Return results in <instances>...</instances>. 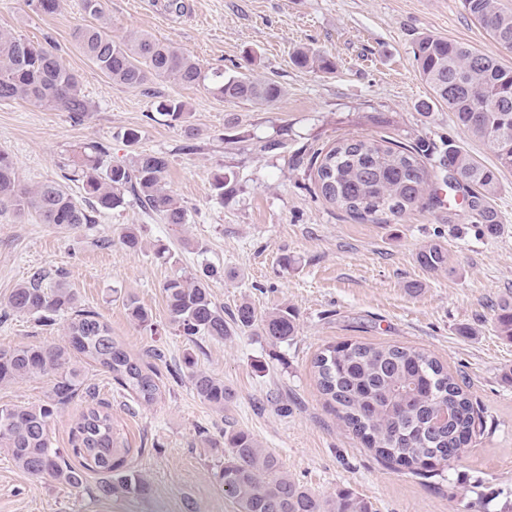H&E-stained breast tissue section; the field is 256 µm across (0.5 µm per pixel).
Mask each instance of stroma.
<instances>
[{
  "mask_svg": "<svg viewBox=\"0 0 512 512\" xmlns=\"http://www.w3.org/2000/svg\"><path fill=\"white\" fill-rule=\"evenodd\" d=\"M164 4L106 0L113 39L149 34L204 69L274 81L280 99L261 106L224 101L204 85L158 81L146 92L115 84L76 46V28L89 22L80 0H60L43 16L24 0H0V32L54 47L91 106L76 124L45 104L0 103V149L22 183L62 181L78 198L80 183L63 179L75 149L104 144L114 163L160 152L169 158L165 187L188 213L187 224L175 227L129 197L96 223L70 229L0 206V346L62 340L66 316L4 313L13 289L41 269L45 287L70 288L134 354L163 355L162 397L150 406L133 402L99 367L86 368L133 467L151 481L149 498L71 490L23 472L0 450V512H187L190 502L196 512H236L216 478L224 451L209 445L226 430L250 433L289 476L322 496L348 489L374 512H512V342L498 335L494 316L512 304V169L502 171L490 200L499 224L488 231L474 223L469 191L444 153L453 143L488 166L496 157L446 107L420 111L430 89L413 44L439 35L508 66L512 49L472 20L461 0H185L181 13ZM301 49L329 58L332 70L295 65ZM167 97L185 102L193 138L157 113ZM346 138L425 144L423 198L404 213L365 220L325 201L310 159ZM222 174L234 182L219 200L212 184ZM127 227L139 229V250L121 245ZM434 243L448 254L438 272L417 260ZM162 247L169 258L158 256ZM205 264L219 271L210 282L218 306L230 311L245 301L261 315L288 308L295 336L274 343L256 328L221 340L176 335L163 286ZM129 296L151 313V327L129 318ZM346 340L412 346L439 359L485 412L477 445L421 474L376 459L345 431L314 377L323 345ZM188 353L232 390L223 409L197 397L183 366Z\"/></svg>",
  "mask_w": 512,
  "mask_h": 512,
  "instance_id": "1",
  "label": "stroma"
}]
</instances>
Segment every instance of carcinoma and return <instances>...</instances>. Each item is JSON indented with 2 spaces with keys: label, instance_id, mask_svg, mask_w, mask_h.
Returning <instances> with one entry per match:
<instances>
[{
  "label": "carcinoma",
  "instance_id": "cac0c4a2",
  "mask_svg": "<svg viewBox=\"0 0 512 512\" xmlns=\"http://www.w3.org/2000/svg\"><path fill=\"white\" fill-rule=\"evenodd\" d=\"M25 5L37 16L48 15L57 10L58 0H25ZM463 7L496 42L512 48V13L498 10L495 0H463ZM82 9L99 23L75 30L78 48L117 84L137 88L171 80L195 87L207 81L226 101L258 105H271L281 96L280 86L273 81L226 77L218 70L207 73L173 44L146 33L112 39L104 19V0H82ZM414 57L434 101L447 106L457 125L488 144L496 156L497 165L488 167L464 148L448 145V170L459 174L472 189L469 206L477 222L493 227L498 220L488 199L498 190L500 172L512 169V68L466 43L433 35L415 43ZM293 60L302 68H332L327 58L302 50ZM15 100L47 104L68 113L75 124L90 112L78 75L54 49L1 32L0 102ZM157 112L179 124L186 136H194L183 100L169 97L159 102ZM105 157L107 151L101 145L83 147L75 154L70 180L81 182L84 199L78 201L57 182L22 184L14 160L1 150L0 205L19 213L33 212L45 224L77 229L96 223V213L122 206L128 193L164 223L176 227L188 223L187 210L163 183L168 168L164 154L138 153L129 162L116 164ZM424 157L418 146L345 139L324 155H316L315 182L325 200L354 216L399 214L423 197L427 185ZM418 261L437 271L447 263V255L434 244L419 253ZM217 275L218 270L206 266L199 273L176 275L165 283L176 334L222 339L234 328L259 325L274 342L283 343L295 335L296 317L286 308L262 316L243 302L224 316V308L213 301L209 288V280ZM44 279V272L36 270L15 288L4 315L47 318L67 312L65 336L50 346H1L0 386L43 376L54 384L41 404L0 406V449L29 475L79 489L92 471L100 475L95 487L100 498H147L151 485L128 462L130 449L112 427L109 405L98 400L96 388L86 383L77 358L83 356L99 365L141 405L159 399L158 371L112 336L100 314L79 308L70 289L62 285L45 288ZM124 306L132 321L149 325L150 313L136 299L126 298ZM496 328L512 341L511 305L499 309ZM184 364L197 396L214 408H224L232 397L224 380L196 369L190 353ZM313 367L321 394L343 426L393 466L418 471L459 457L463 447L448 433L446 414L454 419L455 430L471 441L485 431L483 411L448 369L415 348L360 341L328 344L314 358ZM77 397L88 405L71 430L70 452L65 453L54 447L50 426L58 410ZM221 445L224 467L217 477L224 499L237 512H373L369 501L349 490L341 489L327 499L295 481L279 459L245 431H224L215 442Z\"/></svg>",
  "mask_w": 512,
  "mask_h": 512
}]
</instances>
